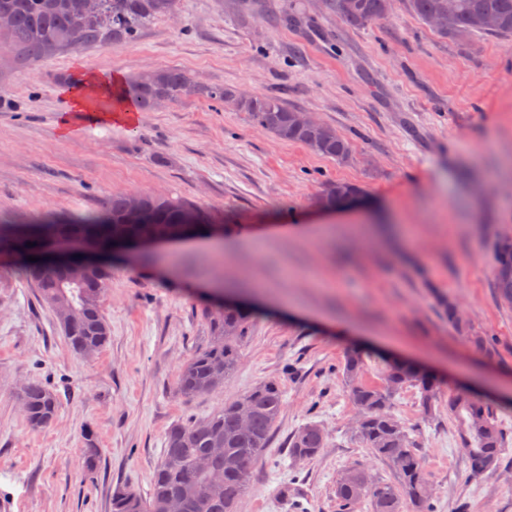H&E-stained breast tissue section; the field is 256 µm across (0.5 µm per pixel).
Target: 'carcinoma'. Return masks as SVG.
I'll return each instance as SVG.
<instances>
[{"label": "carcinoma", "mask_w": 512, "mask_h": 512, "mask_svg": "<svg viewBox=\"0 0 512 512\" xmlns=\"http://www.w3.org/2000/svg\"><path fill=\"white\" fill-rule=\"evenodd\" d=\"M177 0H0V11L11 22L0 28V45L10 49L21 64L50 58L78 46L129 42L158 17L171 13ZM448 0H408L410 9L426 23ZM389 16L385 0H353L343 20L359 27ZM512 37V0H456L444 35L459 29ZM197 94L244 112L257 126L274 138L301 144L318 154L345 160L349 142L322 123L298 126L295 110L272 94L243 95L231 86L204 87L194 84L184 71L159 69L131 76L112 102L130 105L142 112L156 108L159 100L183 94ZM360 195L345 182H328L316 198L323 210H333ZM129 194L114 195L91 214L67 220H37L22 224H0V259L18 263L36 288L39 302L49 308L72 350L84 357L95 356L109 341L110 329L103 313V300L111 279L110 269L94 271L82 281L72 282L63 269L64 260L49 248L70 238H89L98 253L112 251L121 241L153 238H187L209 234V212L183 199L141 194L138 224H125ZM29 256L38 261L27 260ZM495 287L499 299L512 304V251L494 248ZM448 324L462 332L466 318L451 301L442 303ZM208 324L210 343L201 353L190 356L181 366L177 391L190 398L205 395L222 386L236 369L248 329V311L231 305L202 309ZM367 369L366 355L357 350L346 353L340 365L346 393L357 409L353 435L387 462L395 472L393 484L374 483L367 472L352 465L336 479L339 512L370 500V512H433L431 493L411 428L393 413V401L407 387L419 394L421 418H432L440 394V381L431 372L413 364L386 361L381 366L383 383L370 386L362 381ZM25 417L32 427L49 425L56 417L58 395L38 383L27 384L21 394ZM283 408L281 386L264 382L224 408L200 421L174 425L167 433L164 458L155 470L149 496L141 497L126 486L112 493L111 512H169L171 502L181 512H236L237 503L248 489L253 465L260 452L269 447ZM448 416L460 426L459 451L467 459L469 472L481 475L501 463L504 433L492 404L467 391L448 393ZM324 428L310 422L288 439V455L313 459L325 447Z\"/></svg>", "instance_id": "cac0c4a2"}]
</instances>
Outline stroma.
Listing matches in <instances>:
<instances>
[{
	"mask_svg": "<svg viewBox=\"0 0 512 512\" xmlns=\"http://www.w3.org/2000/svg\"><path fill=\"white\" fill-rule=\"evenodd\" d=\"M175 68L209 86L268 93L334 127L351 144L340 161L275 139L248 115L196 95L165 101L132 124L88 117L71 135L62 76H130ZM0 222L87 212L127 193L181 197L211 211L219 249L175 242L150 260L112 258L104 297L110 339L76 354L22 271L0 272V512H110L118 486L148 495L169 429L201 420L267 380L283 409L238 512H337L336 478L357 464L380 483L392 468L351 433L356 410L340 379L346 352L439 358L443 392L420 422L414 389L393 412L420 423L414 439L434 512H512V402L483 394L506 431L496 471L473 476L448 416L449 392L482 364L512 376V307L494 288L493 245L512 232V38L443 37L394 0L388 19L352 27L323 0H177L138 38L64 53L16 69L0 52ZM358 185L366 201L328 213L325 181ZM238 292L250 326L223 387L185 398L184 360L209 343L201 310L208 279ZM456 303L466 333L438 297ZM497 343L495 355L473 344ZM56 391L54 421L31 427L20 389ZM319 423L327 442L294 462L287 442ZM97 449L95 471L83 451Z\"/></svg>",
	"mask_w": 512,
	"mask_h": 512,
	"instance_id": "obj_1",
	"label": "stroma"
}]
</instances>
